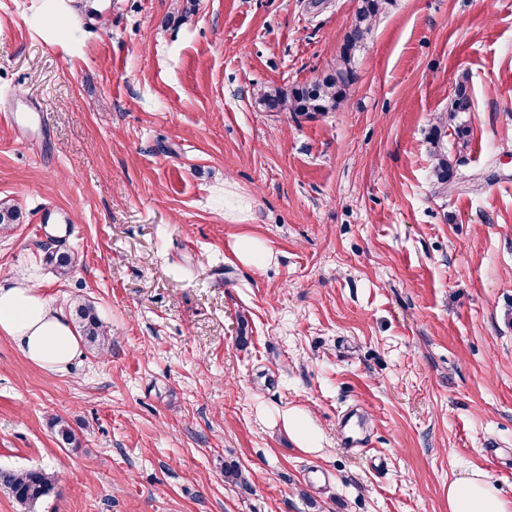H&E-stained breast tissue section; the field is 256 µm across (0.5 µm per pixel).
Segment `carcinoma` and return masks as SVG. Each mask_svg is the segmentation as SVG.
Segmentation results:
<instances>
[{
  "instance_id": "1",
  "label": "carcinoma",
  "mask_w": 512,
  "mask_h": 512,
  "mask_svg": "<svg viewBox=\"0 0 512 512\" xmlns=\"http://www.w3.org/2000/svg\"><path fill=\"white\" fill-rule=\"evenodd\" d=\"M390 2L391 0H361L336 66L323 78L308 84L259 93L261 104L269 112H290L295 115L327 112L335 108L352 84L355 58L363 48L373 22L387 10ZM470 111L472 99L468 92V77L464 75L456 82L450 114ZM444 127L445 124L442 123L431 128L430 143L433 158L432 174L437 184L445 189L448 184L459 179L460 174L457 170L458 162L451 159L444 147ZM48 260L63 277L71 275L75 270V258L69 253L52 252L48 255ZM75 313L79 331L87 342L101 353L107 351L112 342L110 329L100 320L93 306L78 301L75 304ZM52 429L60 444L72 445L77 442L75 430L63 418L53 419ZM0 486L6 488L12 498L28 512L54 492L56 477L42 468L20 472L1 470Z\"/></svg>"
}]
</instances>
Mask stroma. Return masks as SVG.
<instances>
[{
  "mask_svg": "<svg viewBox=\"0 0 512 512\" xmlns=\"http://www.w3.org/2000/svg\"><path fill=\"white\" fill-rule=\"evenodd\" d=\"M357 7L0 0V274L112 333L63 373L0 336V470L58 479L35 512H448L473 471L512 504V0H394L336 110L258 105L328 73ZM22 97L46 134L6 120ZM450 119L444 189L428 134ZM238 256L247 264L261 266L269 261L267 249L253 239H242L237 247ZM78 328L87 342L98 352H106L112 342L110 329L100 320L93 306L78 301L75 304ZM285 420L288 422V426L297 433L300 443L304 448L309 450L318 448L320 434L314 428L310 427L300 414L289 411Z\"/></svg>",
  "mask_w": 512,
  "mask_h": 512,
  "instance_id": "1",
  "label": "stroma"
}]
</instances>
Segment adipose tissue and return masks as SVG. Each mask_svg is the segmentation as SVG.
<instances>
[{"instance_id":"ef3b65f1","label":"adipose tissue","mask_w":512,"mask_h":512,"mask_svg":"<svg viewBox=\"0 0 512 512\" xmlns=\"http://www.w3.org/2000/svg\"><path fill=\"white\" fill-rule=\"evenodd\" d=\"M0 335L30 361L64 372L81 356L69 313L36 288L9 276L0 279ZM448 512H506L482 473L448 485Z\"/></svg>"}]
</instances>
